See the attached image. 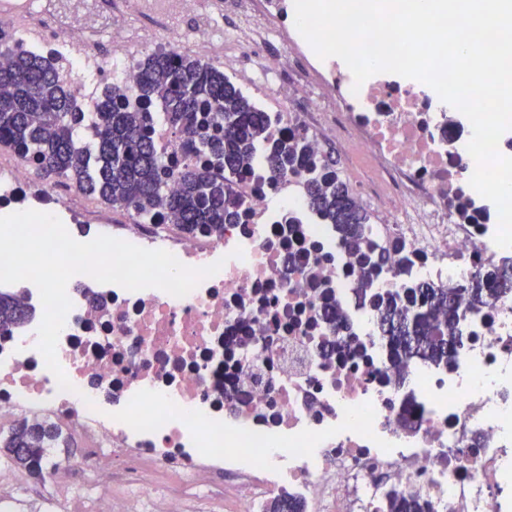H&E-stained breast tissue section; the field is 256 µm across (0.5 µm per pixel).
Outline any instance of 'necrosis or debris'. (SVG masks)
Returning a JSON list of instances; mask_svg holds the SVG:
<instances>
[{"mask_svg":"<svg viewBox=\"0 0 512 512\" xmlns=\"http://www.w3.org/2000/svg\"><path fill=\"white\" fill-rule=\"evenodd\" d=\"M236 4L127 0L106 14L94 0H0V47L51 60L82 110L86 77L135 85L147 52L136 19H160L173 56L220 63L241 46L223 26ZM243 31L255 46L287 38V52L264 61L278 84L250 67L232 76L258 96L277 136L304 137L315 150L329 134L343 143L363 199L384 212L372 237L388 265L359 291L352 254L308 205L306 169L274 178L260 154L228 183L242 203L237 222L187 235L160 212L139 221L34 186L33 163L0 150L7 212L64 213L81 242L108 235L192 268L221 265L181 298L73 276L57 345L68 391L37 348L38 289L11 284L30 317L0 331V410L64 422L88 443L84 461L99 476L89 512H219L228 502L263 512L282 495L304 512H389L394 499L424 512H512V289L486 282L493 304L467 312L449 365L414 361L399 371L371 303L420 282L469 288L512 261V248L493 241L496 205L469 184V120L416 80L379 73L355 86L337 58L320 59L300 39L293 0H259ZM102 40L110 57L97 50ZM301 58L304 75L286 80ZM299 96L306 109L292 111ZM150 135L170 169L206 166L162 118ZM328 304L340 329L321 319ZM222 469L238 482L219 493L209 477Z\"/></svg>","mask_w":512,"mask_h":512,"instance_id":"necrosis-or-debris-1","label":"necrosis or debris"}]
</instances>
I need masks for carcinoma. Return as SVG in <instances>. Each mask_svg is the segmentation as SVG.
<instances>
[{"instance_id": "cac0c4a2", "label": "carcinoma", "mask_w": 512, "mask_h": 512, "mask_svg": "<svg viewBox=\"0 0 512 512\" xmlns=\"http://www.w3.org/2000/svg\"><path fill=\"white\" fill-rule=\"evenodd\" d=\"M134 92L146 105L162 110L167 122L209 154L228 176L207 171L170 170L159 155L147 126L154 113L116 103L121 92L106 89L90 112L73 107L75 90L62 84L53 64L22 50L0 49V145L36 161L42 179L64 180L138 217L167 210L172 223L194 233H220L236 221L238 202L227 197L229 176L247 169L258 150L275 176L296 171L309 159L306 196L313 210L336 228L367 276L383 266V253L371 237L370 213L355 198L331 151L314 156L303 139H278L268 132L265 113L224 70L166 51L140 64ZM177 190L166 191L168 180ZM381 330L391 346L394 368L424 360L447 364L460 346L465 310L455 288H409L373 302ZM28 317L15 296L0 292V327L8 329ZM67 441L62 427L47 420L22 419L11 428L3 447L13 448L23 465L44 470L48 449ZM264 512H303L286 498Z\"/></svg>"}]
</instances>
